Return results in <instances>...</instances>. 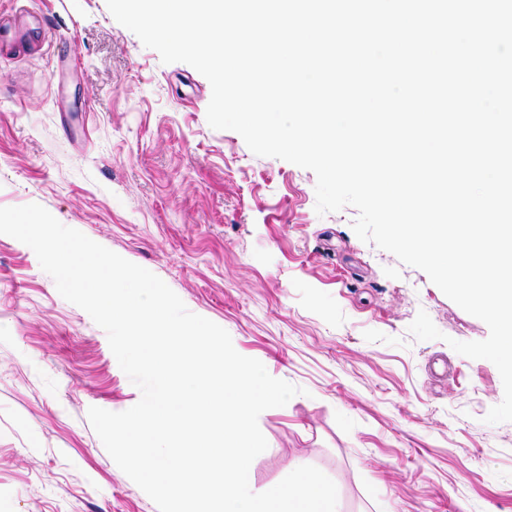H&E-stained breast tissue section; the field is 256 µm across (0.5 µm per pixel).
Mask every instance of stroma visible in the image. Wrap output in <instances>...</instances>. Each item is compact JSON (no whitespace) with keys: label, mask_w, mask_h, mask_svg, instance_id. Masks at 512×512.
<instances>
[{"label":"stroma","mask_w":512,"mask_h":512,"mask_svg":"<svg viewBox=\"0 0 512 512\" xmlns=\"http://www.w3.org/2000/svg\"><path fill=\"white\" fill-rule=\"evenodd\" d=\"M16 6L49 31L0 55V207L40 204L301 387L258 419L255 487L300 462L334 481L339 512H512V422L484 421L500 374L449 345L488 326L361 241L354 207L318 215L311 170L211 128L209 81L106 0H0V22ZM68 49L80 66H57ZM422 310L442 339L411 335ZM139 399L106 332L0 234V512H159L88 420Z\"/></svg>","instance_id":"35a3bbf8"}]
</instances>
